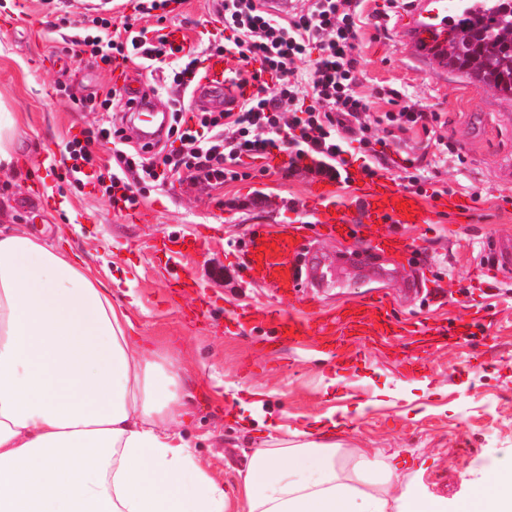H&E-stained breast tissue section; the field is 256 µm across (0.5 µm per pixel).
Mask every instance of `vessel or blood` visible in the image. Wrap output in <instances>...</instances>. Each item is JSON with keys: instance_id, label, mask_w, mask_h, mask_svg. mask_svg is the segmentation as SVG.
Listing matches in <instances>:
<instances>
[{"instance_id": "b4317fda", "label": "vessel or blood", "mask_w": 512, "mask_h": 512, "mask_svg": "<svg viewBox=\"0 0 512 512\" xmlns=\"http://www.w3.org/2000/svg\"><path fill=\"white\" fill-rule=\"evenodd\" d=\"M447 19V0H433L426 17L415 25L413 31L414 41L420 44L418 53L421 57L441 62L445 42L433 39L431 32L444 28ZM229 62L230 57L226 54L209 56L203 62L194 91L195 106L207 111L225 112L236 109L239 101L254 93L255 86L251 79H230ZM131 97L130 113L146 121L145 127L138 132V144H157L164 137L166 127L153 120L155 104L152 97L144 96L140 91L132 92ZM359 191L357 202L371 221L406 224L420 215L419 198L414 193L365 176L360 179ZM404 199L411 202V210L400 208L399 203ZM315 215L329 235L356 237L363 231L361 224L348 217L345 205L337 201L336 183L333 180L327 179L319 184L315 193ZM302 245L303 237L296 226L286 225L279 231L255 235L246 245L254 279L276 288L284 295L299 293L304 286L302 270L293 265L289 257L299 252ZM270 317L275 325L274 343L302 344L308 330L306 320L288 317L275 310L271 311ZM374 322L380 326L379 339L387 342L397 338L409 340L417 334L416 329L393 320L386 307L385 295L373 292L368 293L362 303L342 309L326 320L331 328V341L339 348L359 340L365 335L367 325Z\"/></svg>"}]
</instances>
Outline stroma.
<instances>
[{"instance_id": "35a3bbf8", "label": "stroma", "mask_w": 512, "mask_h": 512, "mask_svg": "<svg viewBox=\"0 0 512 512\" xmlns=\"http://www.w3.org/2000/svg\"><path fill=\"white\" fill-rule=\"evenodd\" d=\"M425 5L361 0L359 7L358 93L379 115L391 111L385 93L394 89L445 122L443 145L407 133L377 173L402 189L404 159L420 161V223L370 228L402 239L415 254L409 262L362 238L323 237L314 181L284 176L283 156L252 162L249 178L224 189L167 185L121 213L100 188L73 189L64 145L97 115L60 99L56 84L86 95L122 88L123 79L74 57L65 24L84 14L74 0L58 15L43 0H0V98L16 113L22 140L16 170L0 174V226L20 225L52 244L68 240L98 277L118 280L115 299L133 294L131 335L184 365V435L226 481L265 440L245 416L251 403L263 420L317 424L341 447L382 451L412 495L440 500L446 512H477L512 450V274H499L497 250L512 239V101L417 58L410 31ZM216 18L214 0H185L166 23L194 44L200 30L215 31ZM435 189L468 199L469 215L437 208ZM279 224L310 225L305 262L327 276L299 301L280 299L246 266L250 234ZM183 239L196 240V249L160 254L162 242ZM372 289L387 295L394 320L427 329L425 343L366 341L343 359L311 345L267 349L273 325L261 317L265 308L308 314ZM439 325L447 335H432Z\"/></svg>"}]
</instances>
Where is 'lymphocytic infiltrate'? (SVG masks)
<instances>
[{"label":"lymphocytic infiltrate","mask_w":512,"mask_h":512,"mask_svg":"<svg viewBox=\"0 0 512 512\" xmlns=\"http://www.w3.org/2000/svg\"><path fill=\"white\" fill-rule=\"evenodd\" d=\"M173 0H139L141 16L155 17L153 28L129 21L113 24L87 16L72 36L92 66L112 67L132 61L150 70H164L163 83H151L152 95H165L171 113L168 153L129 145L122 127L112 120L113 108H126L122 92L104 97L77 95L58 83L57 91L75 108L99 113L98 123L80 138L67 141L73 186H101L117 211L139 207L147 189L190 182L215 189L242 179L247 160L271 155L288 158V173L337 177L360 161L369 176L385 167L384 145L395 133L422 129L433 134L441 115L414 103L375 117L369 100L357 93L359 0H312L307 9L286 18L265 12L262 0H223L219 15L224 30L207 40L201 51L173 44L163 26ZM212 52H225L251 66L257 92L235 112H196L190 90L200 63ZM173 68H165L167 59ZM309 61L306 73L298 64ZM383 134H376V127ZM108 148V166L97 163Z\"/></svg>","instance_id":"obj_1"}]
</instances>
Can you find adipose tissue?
<instances>
[{
	"instance_id": "ef3b65f1",
	"label": "adipose tissue",
	"mask_w": 512,
	"mask_h": 512,
	"mask_svg": "<svg viewBox=\"0 0 512 512\" xmlns=\"http://www.w3.org/2000/svg\"><path fill=\"white\" fill-rule=\"evenodd\" d=\"M130 325L72 249L0 229V512H444L299 429L224 482L179 430L182 367Z\"/></svg>"
}]
</instances>
